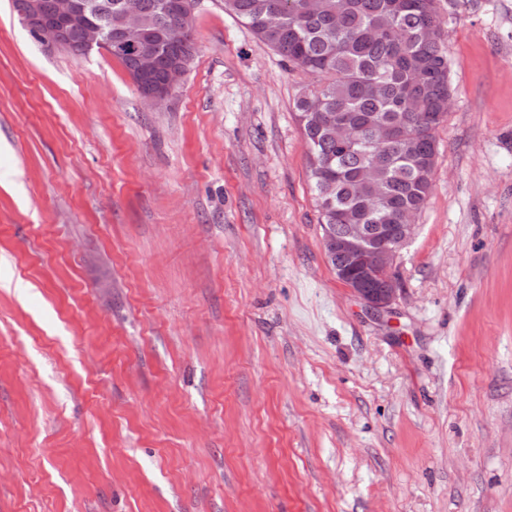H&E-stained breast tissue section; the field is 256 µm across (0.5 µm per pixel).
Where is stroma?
<instances>
[{"label": "stroma", "instance_id": "35a3bbf8", "mask_svg": "<svg viewBox=\"0 0 512 512\" xmlns=\"http://www.w3.org/2000/svg\"><path fill=\"white\" fill-rule=\"evenodd\" d=\"M451 103L374 316L308 80L195 0L157 109L0 0V512H512V0H436Z\"/></svg>", "mask_w": 512, "mask_h": 512}]
</instances>
